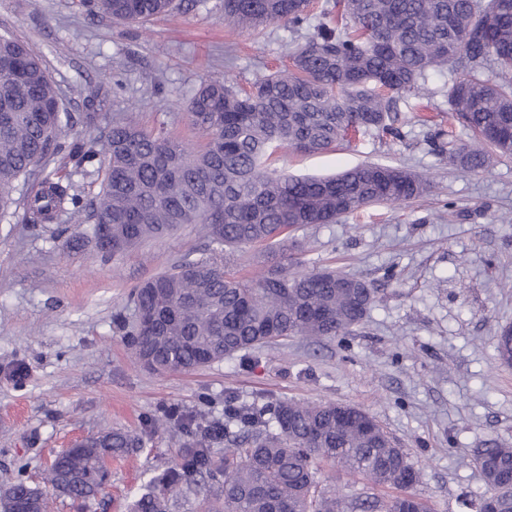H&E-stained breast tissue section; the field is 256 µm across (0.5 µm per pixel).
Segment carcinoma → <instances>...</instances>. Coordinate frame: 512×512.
Returning <instances> with one entry per match:
<instances>
[{
    "instance_id": "obj_1",
    "label": "carcinoma",
    "mask_w": 512,
    "mask_h": 512,
    "mask_svg": "<svg viewBox=\"0 0 512 512\" xmlns=\"http://www.w3.org/2000/svg\"><path fill=\"white\" fill-rule=\"evenodd\" d=\"M94 17L131 24L164 15L175 0H82ZM311 0H224V19L256 31L274 22L301 28ZM291 68L257 78L251 89L229 78L205 83L186 104L202 144L172 137L164 125L147 129L128 118L98 128L102 150L76 142L79 165L104 164L96 199L71 193L57 172L22 202L23 223L36 227L58 214L88 212L91 238L112 225V254L183 224H201L224 252L184 259L134 289L136 312L129 347L136 361L161 372L190 371L280 339H321L349 333L360 320L353 297L338 282L360 279L333 268L288 275L270 269L239 277L226 269L236 252L262 246L286 250L285 230L336 224L371 205L401 207L424 195L430 181L402 166L365 163L328 177H296L273 167L279 154L319 153L356 131L398 134L389 123L400 102L435 94L429 73L448 70L443 95L448 116L472 134L457 143L434 126L432 150L464 172L487 166L491 147L512 155V0H333L313 34L295 46ZM0 210L15 203L16 183L49 154L62 150L58 135L72 115L51 76L23 40L0 35ZM496 349L512 364V334L501 329ZM354 407L336 419V404L277 402L261 408L230 405L224 425L194 443L182 462L152 478L133 512H168L170 496L210 471L212 443L234 424L253 429L224 447L222 482L206 490L209 512H430L410 489L419 471L377 423L358 427ZM143 445V437L111 430L55 457L47 484L71 477L66 497L86 503L102 491L98 460ZM335 464L371 483L399 490L388 499H351L321 489L318 466ZM475 463L485 496L497 492L496 473L512 467V448H486ZM32 499L48 512L47 494L19 480L0 494V512Z\"/></svg>"
}]
</instances>
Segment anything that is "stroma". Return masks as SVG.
Segmentation results:
<instances>
[{
  "label": "stroma",
  "mask_w": 512,
  "mask_h": 512,
  "mask_svg": "<svg viewBox=\"0 0 512 512\" xmlns=\"http://www.w3.org/2000/svg\"><path fill=\"white\" fill-rule=\"evenodd\" d=\"M0 35L39 52L74 118L60 140L95 144L81 119L86 94H99V121L136 113L192 143L185 103L207 78L248 86L286 65L305 34L286 23L244 32L224 20V0L132 25L92 20L80 0H0ZM447 122L437 95L401 104L392 139L359 133L317 154H284L295 175H332L361 163L426 174L430 190L408 205L374 206L337 224L289 230L288 255L240 252L234 272L278 265L288 273L331 266L366 281L375 303L345 336L302 337L241 351L190 372L156 373L134 364L127 332L131 294L184 256L207 257L202 225L105 255L68 240L90 229L84 216H58L39 228L22 212L0 215V491L18 480L43 486L55 456L82 438L122 429L143 448L113 459L103 496L87 505L57 496L52 512H130L147 481L179 461L227 401L334 402L367 411L420 472L414 494L431 512H476L485 480L478 449L512 448V366L496 336L512 325V156L479 173L450 167L428 143L419 115ZM19 181L21 199L42 173L68 176L84 201L101 189L103 167L51 155ZM23 377H16V368ZM177 418H169L170 408ZM325 487L342 496H384L383 488L341 468L322 467Z\"/></svg>",
  "instance_id": "1"
}]
</instances>
